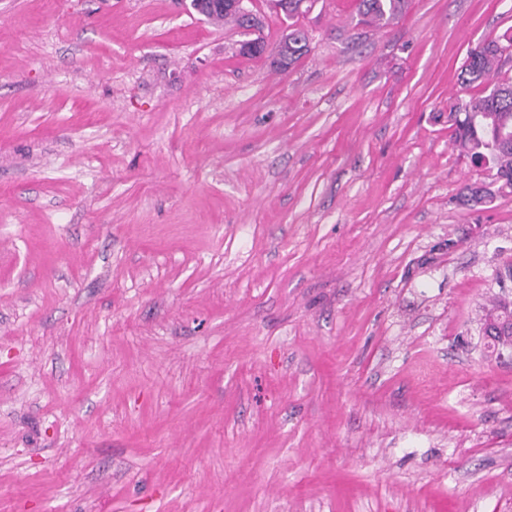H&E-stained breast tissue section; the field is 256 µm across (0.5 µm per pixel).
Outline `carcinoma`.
I'll list each match as a JSON object with an SVG mask.
<instances>
[{"mask_svg":"<svg viewBox=\"0 0 512 512\" xmlns=\"http://www.w3.org/2000/svg\"><path fill=\"white\" fill-rule=\"evenodd\" d=\"M407 4L408 0H359L358 11L364 21L382 27L401 15ZM288 29V40L280 48L291 66L308 53L309 39L299 27ZM511 48L512 36L487 40L469 53L460 71L462 87L482 86L484 92L450 113L454 145L471 160L485 161L491 173V182L464 187L461 202L469 207L489 202L497 192H512V140L500 138V131L512 130V82L498 79L503 54ZM500 318L512 319V301L498 296L482 307L480 321L485 328Z\"/></svg>","mask_w":512,"mask_h":512,"instance_id":"carcinoma-1","label":"carcinoma"}]
</instances>
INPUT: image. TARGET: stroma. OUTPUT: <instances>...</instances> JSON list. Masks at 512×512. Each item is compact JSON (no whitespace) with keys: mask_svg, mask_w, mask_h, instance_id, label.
Wrapping results in <instances>:
<instances>
[{"mask_svg":"<svg viewBox=\"0 0 512 512\" xmlns=\"http://www.w3.org/2000/svg\"><path fill=\"white\" fill-rule=\"evenodd\" d=\"M357 0L281 71L177 0H0V512H512V193L456 150L512 0ZM408 0H359L358 11L365 22L382 27L401 15ZM511 306V309L509 308ZM481 324L482 331L484 328L489 326L494 319L499 320L500 317H504L505 321H512V301L505 300V297H495L493 298L489 304L484 305L481 310Z\"/></svg>","mask_w":512,"mask_h":512,"instance_id":"stroma-1","label":"stroma"}]
</instances>
